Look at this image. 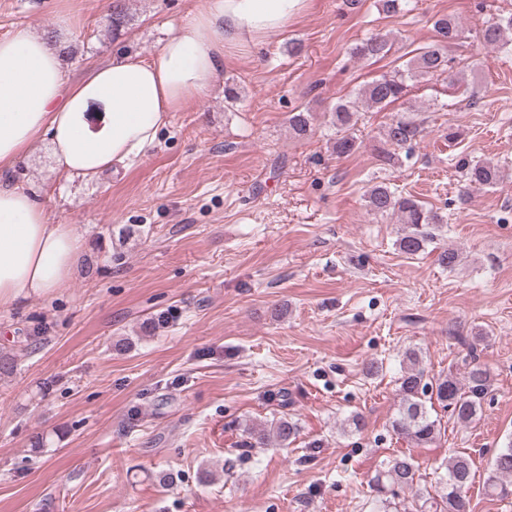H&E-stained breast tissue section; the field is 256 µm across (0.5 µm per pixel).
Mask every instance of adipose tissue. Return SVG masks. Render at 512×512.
<instances>
[{
    "instance_id": "1",
    "label": "adipose tissue",
    "mask_w": 512,
    "mask_h": 512,
    "mask_svg": "<svg viewBox=\"0 0 512 512\" xmlns=\"http://www.w3.org/2000/svg\"><path fill=\"white\" fill-rule=\"evenodd\" d=\"M307 0H201L151 56L123 53L77 81L59 47L26 26L0 37V309L67 287L86 245L71 225L52 223L31 187L6 180L37 143L49 141L65 179L97 181L139 160L175 112L205 96L229 51H246L284 30Z\"/></svg>"
}]
</instances>
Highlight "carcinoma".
I'll return each mask as SVG.
<instances>
[{
  "label": "carcinoma",
  "instance_id": "1",
  "mask_svg": "<svg viewBox=\"0 0 512 512\" xmlns=\"http://www.w3.org/2000/svg\"><path fill=\"white\" fill-rule=\"evenodd\" d=\"M108 20L114 30L128 25L130 16L125 0H112ZM434 28L438 39L420 51L409 62L407 69L382 75L365 86L362 96L368 104L377 107L394 104L404 96L406 80L441 76L450 70L447 48L448 44L459 39V25L455 20L443 17L434 22ZM481 37L489 46L512 52V17L488 25L482 30ZM391 46L387 35L376 33L357 43L353 54L359 58H383L390 52ZM357 112L358 102L354 100L336 105L333 113L336 138L332 150L338 156L350 155L360 148L357 138L351 134ZM288 125L296 137L304 138L311 132V114L304 111L292 112L288 116ZM420 133V123L413 118L398 116L390 119L382 133L383 146L377 148L379 161L384 165L394 163L396 149H412ZM456 168L467 186H492L499 177L496 167L466 158L459 159ZM366 198L370 212L394 216L398 223L404 225L396 245L400 252L408 256L424 252L432 238L430 227L445 222L442 214L426 208L420 200L402 195L384 184L369 188ZM404 357L406 367L398 378L397 387L399 407L392 420L396 432L417 447L435 443L440 430L427 407V403L434 401L460 425H469L477 419L490 388V375L486 369L474 363L468 367L462 381L451 373L428 380L424 369L419 366L415 349H407ZM296 432L295 423L280 417L271 421L269 428L252 432V436L254 444L261 447L267 446L271 440L286 447ZM472 481L473 460L465 453L456 454L448 460L447 476L435 486L434 493L421 492L418 497L423 499V504L429 505L432 512H470L468 491ZM419 482L420 475L417 474L413 459L405 454L390 458L369 480L373 491L379 495L388 494L394 499L399 496V492L412 489ZM485 487L493 495H512V441L496 454L487 473Z\"/></svg>",
  "mask_w": 512,
  "mask_h": 512
}]
</instances>
